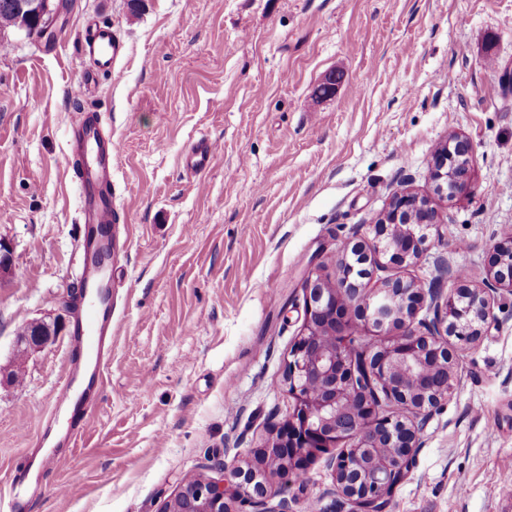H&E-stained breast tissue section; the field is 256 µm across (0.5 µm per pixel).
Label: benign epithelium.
Here are the masks:
<instances>
[{
    "label": "benign epithelium",
    "instance_id": "7a95c632",
    "mask_svg": "<svg viewBox=\"0 0 512 512\" xmlns=\"http://www.w3.org/2000/svg\"><path fill=\"white\" fill-rule=\"evenodd\" d=\"M17 12V28L32 35L33 19L43 37L58 23L53 0H18ZM471 153L468 139H449L433 164L438 191L453 196L472 187ZM441 227L428 200L399 192L369 225L371 242L346 250L340 279L308 276L304 321L283 371L292 408L276 439L257 450L267 475L226 465L220 481L199 477L182 484L162 512H247L279 495L273 478L304 470L315 453L343 440L350 446L330 461L343 512H388L432 412L448 401L462 352L496 321V295H512V235L493 245L494 266L479 285L456 271L446 288L425 290L412 280L384 277L365 291L362 280L374 271L421 262L441 242ZM34 325L32 335L19 338L29 350L58 333L54 322ZM370 337L376 344L357 350L354 340Z\"/></svg>",
    "mask_w": 512,
    "mask_h": 512
}]
</instances>
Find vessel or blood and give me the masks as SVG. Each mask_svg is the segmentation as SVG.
<instances>
[{
  "label": "vessel or blood",
  "instance_id": "obj_1",
  "mask_svg": "<svg viewBox=\"0 0 512 512\" xmlns=\"http://www.w3.org/2000/svg\"><path fill=\"white\" fill-rule=\"evenodd\" d=\"M81 49L92 60L96 70L120 76L124 43L112 28L96 23L87 25L82 34ZM69 142L78 147L82 158L75 177L86 225L83 247L90 253L104 243L113 225L122 221L112 192L116 146L100 117L85 111L79 112L73 121ZM218 151L215 141L202 139L194 143L187 153L188 170L199 173L208 170ZM78 307L81 316L75 323L74 334L81 353L70 360L65 380L56 394L57 405L72 407L73 412L65 430L66 450L54 452L47 459L53 467L65 462L67 449L75 447L97 406L95 395L78 390L77 381L89 375L96 382H103L112 358V348L105 342L106 336L112 333L111 309L102 307L100 296L94 290L85 291L80 296ZM24 480V472L18 469L0 480V512H25L19 492Z\"/></svg>",
  "mask_w": 512,
  "mask_h": 512
}]
</instances>
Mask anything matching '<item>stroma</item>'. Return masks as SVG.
Masks as SVG:
<instances>
[{"label":"stroma","mask_w":512,"mask_h":512,"mask_svg":"<svg viewBox=\"0 0 512 512\" xmlns=\"http://www.w3.org/2000/svg\"><path fill=\"white\" fill-rule=\"evenodd\" d=\"M90 22L125 44L122 74L89 76ZM0 49V476L45 457L65 427L55 398L72 351L83 220L68 130L83 109L118 146L114 201L129 242L102 398L69 460L29 487L30 512H161L185 479H222L287 420L283 370L302 285L339 276L345 241L394 194L429 197L444 239L386 274L429 287L435 258L485 278L512 228V0H75L52 42ZM328 94L319 86L328 75ZM88 91L73 99L79 84ZM473 144V191L435 192L448 137ZM211 168L182 166L200 138ZM462 356L390 512H512V297ZM58 321L20 355L28 322ZM45 435L42 448L31 441ZM326 454L264 512H338Z\"/></svg>","instance_id":"1"}]
</instances>
